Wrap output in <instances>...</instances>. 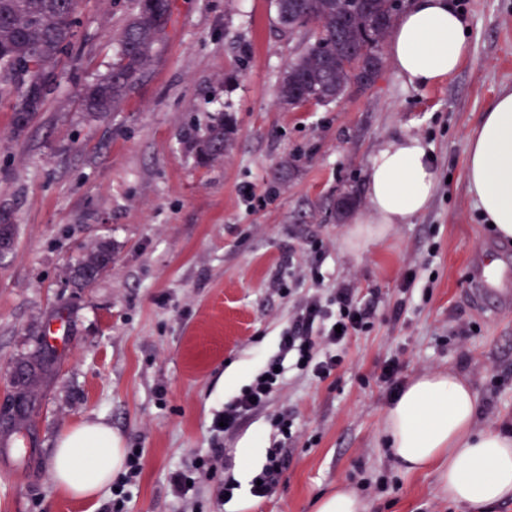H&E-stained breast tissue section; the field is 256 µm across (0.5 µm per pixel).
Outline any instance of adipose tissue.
<instances>
[{
  "mask_svg": "<svg viewBox=\"0 0 512 512\" xmlns=\"http://www.w3.org/2000/svg\"><path fill=\"white\" fill-rule=\"evenodd\" d=\"M469 54L465 21L453 0H413L394 20L387 42L395 73L412 88L444 83ZM464 175L484 221L500 240H512V89L502 90L471 129ZM435 190L433 158L420 138L390 141L371 160L368 224L355 229V239L369 243L387 225L423 214ZM477 412L476 394L459 375H423L387 408L384 432L399 468L434 472L450 500L483 512L512 499V430L477 429ZM125 457L110 424H79L57 440L52 486L70 497H94L122 470Z\"/></svg>",
  "mask_w": 512,
  "mask_h": 512,
  "instance_id": "obj_1",
  "label": "adipose tissue"
}]
</instances>
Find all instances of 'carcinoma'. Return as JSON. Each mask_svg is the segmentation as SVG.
Instances as JSON below:
<instances>
[{
    "label": "carcinoma",
    "instance_id": "1",
    "mask_svg": "<svg viewBox=\"0 0 512 512\" xmlns=\"http://www.w3.org/2000/svg\"><path fill=\"white\" fill-rule=\"evenodd\" d=\"M111 72L81 89L86 109L102 117L117 110L126 89L152 62L155 43L171 17L174 0H136ZM78 0H0V81L16 86L14 125L23 131L41 109L59 56L73 50ZM279 24L308 28L312 42L288 64L279 99L290 107L307 101H339L353 87L366 89L381 76V47L389 36L396 0H275ZM234 126L218 119L194 140L201 163L224 156ZM112 263V247L100 243L79 263L76 278Z\"/></svg>",
    "mask_w": 512,
    "mask_h": 512
}]
</instances>
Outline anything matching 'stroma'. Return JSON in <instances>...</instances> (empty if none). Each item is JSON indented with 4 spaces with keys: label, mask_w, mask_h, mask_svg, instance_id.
<instances>
[{
    "label": "stroma",
    "mask_w": 512,
    "mask_h": 512,
    "mask_svg": "<svg viewBox=\"0 0 512 512\" xmlns=\"http://www.w3.org/2000/svg\"><path fill=\"white\" fill-rule=\"evenodd\" d=\"M455 2L471 53L445 83L408 87L387 62L373 88L291 108L277 89L310 30L287 33L273 0H174L152 66L98 118L80 91L109 72L136 4L80 0L74 50L24 131L0 90V222L15 226L0 251V512H102L111 491L83 501L50 479L59 436L96 419L144 451L126 512H315L339 485L366 512H470L433 473L397 467L383 433L392 398L377 379L390 359L405 383L450 369L476 392L479 428L512 424V304L479 307L467 295L478 258L512 273V241L483 224L464 178L471 127L512 88V0ZM222 112L233 143L199 165L191 137ZM407 133L434 159L429 209L350 246L372 157ZM346 194L356 203L341 214ZM101 241L111 265L79 284L75 267ZM340 287L374 314L342 347L338 373L318 382L285 367L266 406L235 433L213 430L225 402L278 356L298 305ZM61 316L68 341L55 347L44 331ZM41 355L47 370L20 385L19 366ZM22 389L30 407L16 435L2 415ZM284 412L295 419L289 439L273 425ZM275 446L288 456L282 480L253 496ZM212 455L237 495L221 500L218 478L202 475L174 495L171 474Z\"/></svg>",
    "instance_id": "stroma-1"
}]
</instances>
